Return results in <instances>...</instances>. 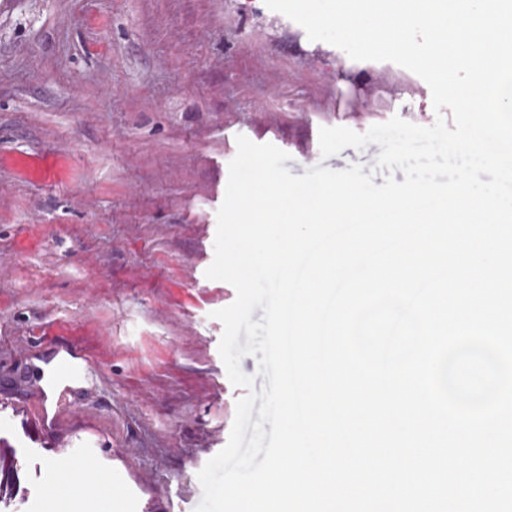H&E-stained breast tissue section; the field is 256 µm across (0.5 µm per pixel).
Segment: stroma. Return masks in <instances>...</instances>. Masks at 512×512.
Here are the masks:
<instances>
[{
    "mask_svg": "<svg viewBox=\"0 0 512 512\" xmlns=\"http://www.w3.org/2000/svg\"><path fill=\"white\" fill-rule=\"evenodd\" d=\"M429 86L309 40L264 0H0V437L27 462L21 512H194L243 391L206 278L236 137L303 175L319 130L428 126ZM85 386L54 433L30 387L56 344Z\"/></svg>",
    "mask_w": 512,
    "mask_h": 512,
    "instance_id": "stroma-1",
    "label": "stroma"
}]
</instances>
